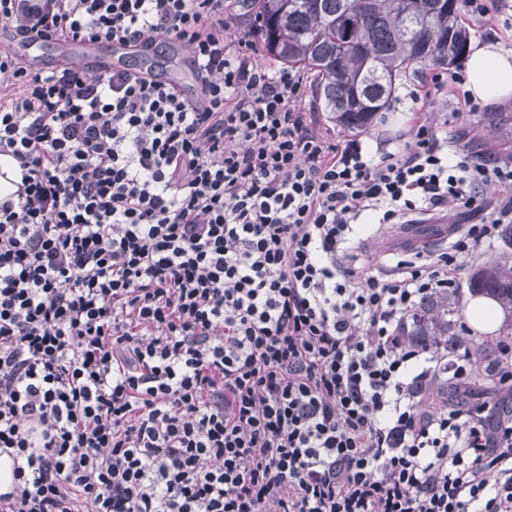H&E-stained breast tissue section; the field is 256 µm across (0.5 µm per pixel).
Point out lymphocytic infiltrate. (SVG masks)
<instances>
[{
	"label": "lymphocytic infiltrate",
	"instance_id": "obj_1",
	"mask_svg": "<svg viewBox=\"0 0 512 512\" xmlns=\"http://www.w3.org/2000/svg\"><path fill=\"white\" fill-rule=\"evenodd\" d=\"M227 0H0V28L148 50L187 95L124 67L42 71L0 49V512H512V341L501 395L462 400L471 350L409 324L512 223V157L331 141L305 77L224 49ZM451 250L374 273L366 221L458 208Z\"/></svg>",
	"mask_w": 512,
	"mask_h": 512
}]
</instances>
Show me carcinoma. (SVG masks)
Segmentation results:
<instances>
[{"label":"carcinoma","instance_id":"cac0c4a2","mask_svg":"<svg viewBox=\"0 0 512 512\" xmlns=\"http://www.w3.org/2000/svg\"><path fill=\"white\" fill-rule=\"evenodd\" d=\"M242 0L244 25L263 55L301 67L313 80L315 103L347 131L367 128L389 107L397 82L433 63L453 65L465 54L468 0ZM468 287L512 310V264L473 272Z\"/></svg>","mask_w":512,"mask_h":512}]
</instances>
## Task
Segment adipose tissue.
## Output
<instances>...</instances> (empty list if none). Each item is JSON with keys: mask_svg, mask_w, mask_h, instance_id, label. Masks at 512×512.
<instances>
[{"mask_svg": "<svg viewBox=\"0 0 512 512\" xmlns=\"http://www.w3.org/2000/svg\"><path fill=\"white\" fill-rule=\"evenodd\" d=\"M465 87L482 103H497L512 97V53L499 43L474 45L464 63Z\"/></svg>", "mask_w": 512, "mask_h": 512, "instance_id": "ef3b65f1", "label": "adipose tissue"}]
</instances>
